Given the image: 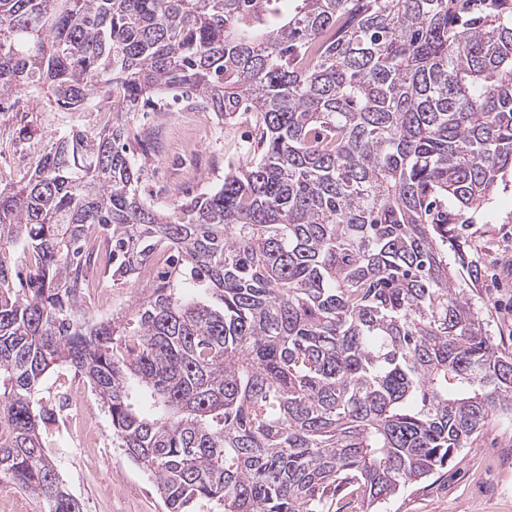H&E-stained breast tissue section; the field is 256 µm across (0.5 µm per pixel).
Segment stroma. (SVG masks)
I'll use <instances>...</instances> for the list:
<instances>
[{"label":"stroma","instance_id":"stroma-1","mask_svg":"<svg viewBox=\"0 0 512 512\" xmlns=\"http://www.w3.org/2000/svg\"><path fill=\"white\" fill-rule=\"evenodd\" d=\"M111 113L51 109L31 92L0 112V174L32 169L45 149L73 129H96ZM131 125L141 130L131 148L141 169L140 191L152 206L170 209L177 201L224 182L228 166L243 162L255 136L251 114L217 123L211 112H138ZM448 227V262L459 287L484 320L490 339L512 355V171L476 211L436 210ZM96 427L56 424L51 455L60 479L84 512H168L154 480L129 461L112 434L96 393ZM381 512H512V414L493 415L476 442L458 451L433 476L400 492Z\"/></svg>","mask_w":512,"mask_h":512}]
</instances>
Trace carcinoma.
Segmentation results:
<instances>
[{"label": "carcinoma", "mask_w": 512, "mask_h": 512, "mask_svg": "<svg viewBox=\"0 0 512 512\" xmlns=\"http://www.w3.org/2000/svg\"><path fill=\"white\" fill-rule=\"evenodd\" d=\"M466 2L0 0V99L113 112L0 176V482L84 512L39 398L66 370L168 512H375L512 411V357L429 223L512 168V15ZM170 92L258 134L160 211L127 117ZM163 258L132 312L83 317L85 270Z\"/></svg>", "instance_id": "cac0c4a2"}]
</instances>
